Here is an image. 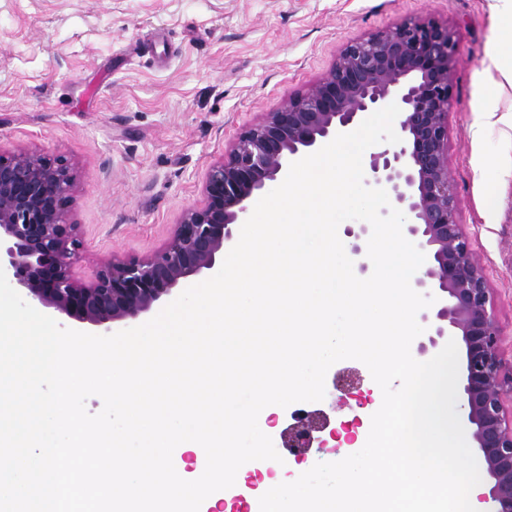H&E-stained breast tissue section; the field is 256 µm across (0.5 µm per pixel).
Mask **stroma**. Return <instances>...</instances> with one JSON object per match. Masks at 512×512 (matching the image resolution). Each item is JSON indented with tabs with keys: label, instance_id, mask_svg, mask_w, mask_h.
Listing matches in <instances>:
<instances>
[{
	"label": "stroma",
	"instance_id": "obj_1",
	"mask_svg": "<svg viewBox=\"0 0 512 512\" xmlns=\"http://www.w3.org/2000/svg\"><path fill=\"white\" fill-rule=\"evenodd\" d=\"M511 16L512 0H0V147L75 161L71 219L84 246L73 270L88 281L104 261L160 246L202 202L209 165L324 77L346 40L436 19L453 27L461 55L448 114L458 219L486 269L510 361L512 129L473 125L479 109L512 113V89L479 81L492 55L512 63L497 39ZM381 395L362 362L332 365L324 399L304 405L325 428L301 462L339 455L332 431Z\"/></svg>",
	"mask_w": 512,
	"mask_h": 512
}]
</instances>
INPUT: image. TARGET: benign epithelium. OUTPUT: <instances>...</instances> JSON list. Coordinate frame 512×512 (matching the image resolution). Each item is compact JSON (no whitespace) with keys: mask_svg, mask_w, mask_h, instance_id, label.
I'll use <instances>...</instances> for the list:
<instances>
[{"mask_svg":"<svg viewBox=\"0 0 512 512\" xmlns=\"http://www.w3.org/2000/svg\"><path fill=\"white\" fill-rule=\"evenodd\" d=\"M460 63L454 30L433 19L404 20L349 40L310 89L240 133L210 165L204 202L185 209L166 242L143 257L103 263L94 281L73 276L82 248L70 221L73 162L25 147L0 148V268L31 301L92 327L148 313L186 280L217 268L246 221L251 203L288 165L344 132L362 114L396 103L400 142L371 147L365 185L383 188L405 215L403 232L426 254L413 278L419 293L442 299L418 313L424 353L452 338L460 346L461 422L485 473L484 512H512V366L503 358L494 296L472 242L458 220L448 170V112ZM349 254L369 272L367 223L350 224ZM317 422L304 412L283 447L311 448Z\"/></svg>","mask_w":512,"mask_h":512,"instance_id":"obj_1","label":"benign epithelium"}]
</instances>
